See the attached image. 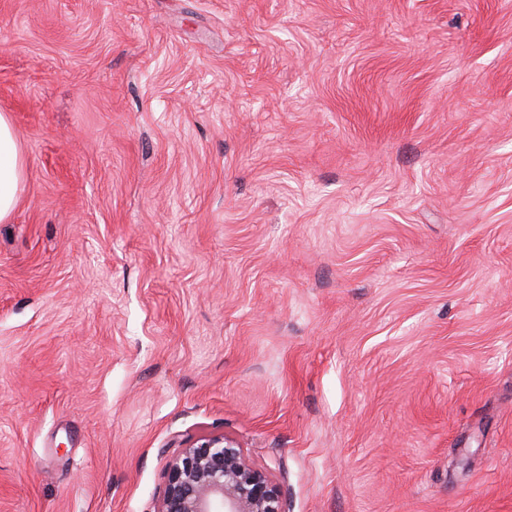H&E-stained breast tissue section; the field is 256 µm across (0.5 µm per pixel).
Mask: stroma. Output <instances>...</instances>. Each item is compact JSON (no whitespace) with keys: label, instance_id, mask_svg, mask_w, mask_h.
Instances as JSON below:
<instances>
[{"label":"stroma","instance_id":"35a3bbf8","mask_svg":"<svg viewBox=\"0 0 512 512\" xmlns=\"http://www.w3.org/2000/svg\"><path fill=\"white\" fill-rule=\"evenodd\" d=\"M0 512H512V0H0ZM25 169L9 117L0 113V223L9 220L20 200ZM156 512H285L279 485L225 435L200 436L168 467Z\"/></svg>","mask_w":512,"mask_h":512}]
</instances>
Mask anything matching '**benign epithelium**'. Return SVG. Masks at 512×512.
Here are the masks:
<instances>
[{
    "mask_svg": "<svg viewBox=\"0 0 512 512\" xmlns=\"http://www.w3.org/2000/svg\"><path fill=\"white\" fill-rule=\"evenodd\" d=\"M156 512H285L279 485L225 435L200 436L168 467Z\"/></svg>",
    "mask_w": 512,
    "mask_h": 512,
    "instance_id": "benign-epithelium-1",
    "label": "benign epithelium"
}]
</instances>
